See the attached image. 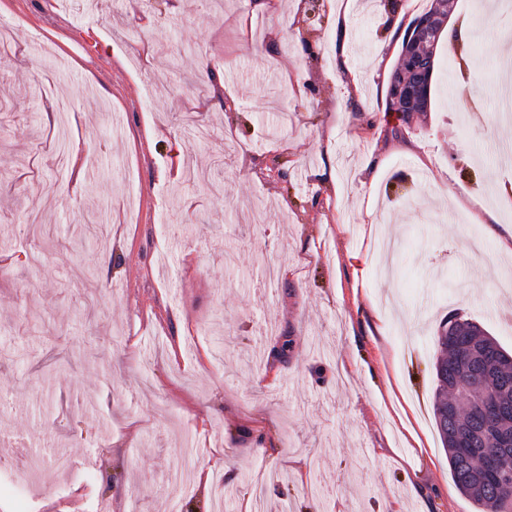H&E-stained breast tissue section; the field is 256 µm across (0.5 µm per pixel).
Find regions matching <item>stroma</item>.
Instances as JSON below:
<instances>
[{"label": "stroma", "instance_id": "35a3bbf8", "mask_svg": "<svg viewBox=\"0 0 512 512\" xmlns=\"http://www.w3.org/2000/svg\"><path fill=\"white\" fill-rule=\"evenodd\" d=\"M317 6L245 39L246 0H0L25 33L0 55V512H474L434 336L455 310L512 350V253L481 224L512 229V7L455 0L431 109L398 117L370 71L411 0ZM188 451L227 474L179 482Z\"/></svg>", "mask_w": 512, "mask_h": 512}]
</instances>
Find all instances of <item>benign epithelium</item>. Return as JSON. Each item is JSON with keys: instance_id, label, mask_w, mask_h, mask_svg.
<instances>
[{"instance_id": "benign-epithelium-1", "label": "benign epithelium", "mask_w": 512, "mask_h": 512, "mask_svg": "<svg viewBox=\"0 0 512 512\" xmlns=\"http://www.w3.org/2000/svg\"><path fill=\"white\" fill-rule=\"evenodd\" d=\"M445 7L428 16L416 18L402 45L398 59L399 72L391 82L392 111L399 116L403 112H416L427 106L426 89L434 71V62L440 37L448 26L453 12V0H444ZM482 413L494 424L503 427L497 443L512 444V433L505 427L512 424L496 400L485 397L480 405ZM489 475L504 485L512 484V467L495 457L489 462Z\"/></svg>"}]
</instances>
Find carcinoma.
<instances>
[{"label":"carcinoma","instance_id":"obj_1","mask_svg":"<svg viewBox=\"0 0 512 512\" xmlns=\"http://www.w3.org/2000/svg\"><path fill=\"white\" fill-rule=\"evenodd\" d=\"M477 327L467 319L441 322L435 342L440 354L434 364L436 389L433 418L441 442L448 452L450 474L457 489L473 504L475 512H512V489L491 479H482L486 455L496 451L488 444L483 415L459 402L454 386L472 388L486 379L489 366L499 363L493 379L486 385L488 394L512 409V357L486 330L475 336Z\"/></svg>","mask_w":512,"mask_h":512}]
</instances>
